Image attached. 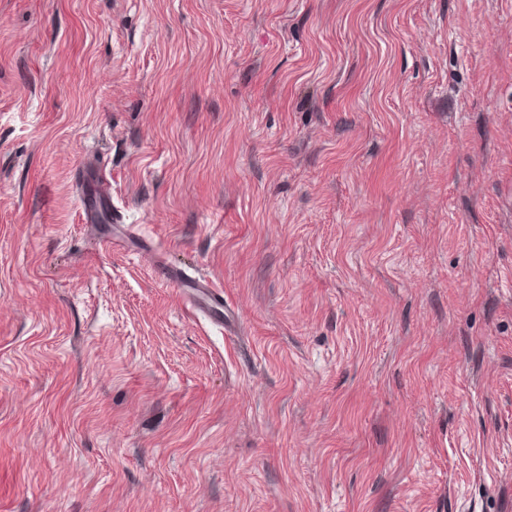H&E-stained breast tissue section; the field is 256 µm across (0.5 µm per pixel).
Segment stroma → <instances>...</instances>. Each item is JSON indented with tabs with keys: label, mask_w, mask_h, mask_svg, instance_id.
I'll return each instance as SVG.
<instances>
[{
	"label": "stroma",
	"mask_w": 512,
	"mask_h": 512,
	"mask_svg": "<svg viewBox=\"0 0 512 512\" xmlns=\"http://www.w3.org/2000/svg\"><path fill=\"white\" fill-rule=\"evenodd\" d=\"M510 277L512 0H0V512H512ZM158 271L167 281L187 288L185 301L192 314L209 312L224 321L215 314L222 312L224 315V291L210 279L190 276L182 268L164 262L159 264Z\"/></svg>",
	"instance_id": "obj_1"
}]
</instances>
